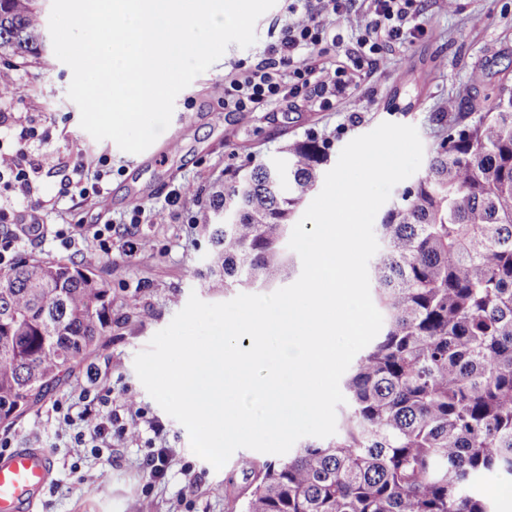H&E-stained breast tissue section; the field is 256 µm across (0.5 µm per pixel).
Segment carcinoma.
I'll return each mask as SVG.
<instances>
[{"mask_svg": "<svg viewBox=\"0 0 512 512\" xmlns=\"http://www.w3.org/2000/svg\"><path fill=\"white\" fill-rule=\"evenodd\" d=\"M45 46L40 0H0L4 64ZM330 147L314 137L214 183L199 211L214 287L273 284ZM371 279L382 333L345 382L336 436L245 461L238 512H493L478 480L512 476V90L448 130L381 216ZM112 286L90 263L23 259L0 274V425L95 348Z\"/></svg>", "mask_w": 512, "mask_h": 512, "instance_id": "carcinoma-1", "label": "carcinoma"}]
</instances>
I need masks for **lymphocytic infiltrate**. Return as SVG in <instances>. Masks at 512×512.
Instances as JSON below:
<instances>
[{"instance_id":"obj_1","label":"lymphocytic infiltrate","mask_w":512,"mask_h":512,"mask_svg":"<svg viewBox=\"0 0 512 512\" xmlns=\"http://www.w3.org/2000/svg\"><path fill=\"white\" fill-rule=\"evenodd\" d=\"M353 0H288V20L276 42L251 65L224 79V109L248 116L263 104L306 96L333 108V96L351 82L369 77L386 62L394 48L412 43L426 33L419 18L423 0H366L368 20L342 44L337 24L352 25ZM345 45V62L329 65V47ZM25 147L0 148V183L16 192L21 203L11 211L0 206V269L9 270L23 242L41 235V226L27 209L32 191ZM55 426L69 430L77 447L100 452L113 441L136 442L155 425L137 399L128 393L113 398L110 386L80 392L77 401H60L53 408Z\"/></svg>"}]
</instances>
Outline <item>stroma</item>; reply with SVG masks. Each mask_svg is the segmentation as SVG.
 <instances>
[{"label": "stroma", "mask_w": 512, "mask_h": 512, "mask_svg": "<svg viewBox=\"0 0 512 512\" xmlns=\"http://www.w3.org/2000/svg\"><path fill=\"white\" fill-rule=\"evenodd\" d=\"M286 18L284 0H276L258 19L252 46L229 45L177 95L171 122L159 140L180 138L182 148L162 164L149 152H124L115 142L95 140L81 128L80 110L67 94L72 71L54 52L9 68V77L24 92L0 104V110L12 113L18 126L38 132L27 143L36 164L31 175L33 213L52 230L60 224L75 225L77 235L68 247L52 237L22 244L17 257L89 259L112 285V326L99 345L75 361L12 425L0 426V436L10 437L13 445L37 440L55 456L56 481L40 496L35 512H232L224 479L233 463L218 471L195 455L186 428L148 394L134 369L135 355L171 322L190 294L207 303L238 294L234 288L208 287L193 275L206 260V240L196 217L207 186L223 180L231 168L280 160L288 141L309 134L329 141L330 157L338 159L352 139L383 122L415 126L429 153L469 107L486 105L499 89L512 87V0H458L456 9L448 12L427 5L421 16L427 33L406 47L402 62L385 63L334 108L325 110L299 97L260 106L247 124H239L220 105L224 78L238 63L261 53ZM396 88L401 102H412L410 111H385ZM103 158L110 170L104 178L110 192L107 208L75 191L59 195L66 166L84 164L92 175ZM181 185L191 186V194L177 205H166V198ZM136 207L149 217L137 230L153 242V249L128 254L116 236L111 255L87 257L83 238L101 225L129 221ZM90 367L111 386L113 395L130 391L159 424V432H145L133 443H113L98 457L76 447L70 434L56 433L50 419L53 405L77 399L89 385ZM164 445L173 455L164 478L156 480L143 461L150 448Z\"/></svg>", "instance_id": "obj_1"}]
</instances>
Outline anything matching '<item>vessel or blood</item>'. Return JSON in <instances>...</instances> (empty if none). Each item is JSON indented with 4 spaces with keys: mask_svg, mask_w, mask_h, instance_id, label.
I'll return each mask as SVG.
<instances>
[{
    "mask_svg": "<svg viewBox=\"0 0 512 512\" xmlns=\"http://www.w3.org/2000/svg\"><path fill=\"white\" fill-rule=\"evenodd\" d=\"M56 477L48 449L27 444L0 454V512H32Z\"/></svg>",
    "mask_w": 512,
    "mask_h": 512,
    "instance_id": "vessel-or-blood-1",
    "label": "vessel or blood"
}]
</instances>
